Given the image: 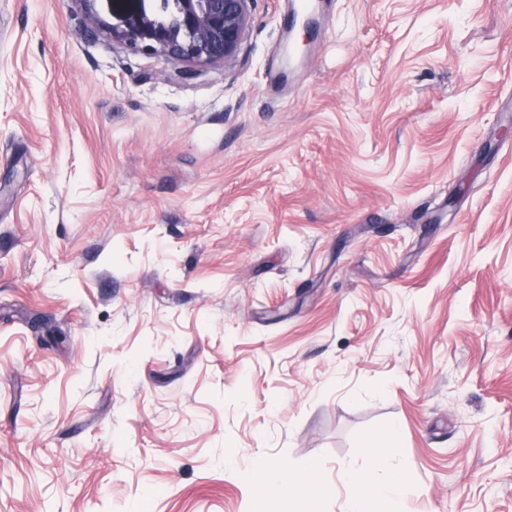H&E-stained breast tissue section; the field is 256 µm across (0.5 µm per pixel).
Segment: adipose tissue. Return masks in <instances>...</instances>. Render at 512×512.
<instances>
[{
  "instance_id": "1",
  "label": "adipose tissue",
  "mask_w": 512,
  "mask_h": 512,
  "mask_svg": "<svg viewBox=\"0 0 512 512\" xmlns=\"http://www.w3.org/2000/svg\"><path fill=\"white\" fill-rule=\"evenodd\" d=\"M383 437L384 444L366 448L363 465L346 468L341 474L343 482L357 490L356 495L348 499L346 512H376L378 498H387L397 505L406 494L405 475L393 463L398 433L391 428ZM244 476L255 489L254 512H263L262 506L269 495L287 497L298 484L287 463L262 458L256 459Z\"/></svg>"
}]
</instances>
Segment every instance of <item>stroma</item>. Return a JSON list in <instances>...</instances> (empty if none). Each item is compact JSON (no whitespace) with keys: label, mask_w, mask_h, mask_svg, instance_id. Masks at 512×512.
Instances as JSON below:
<instances>
[{"label":"stroma","mask_w":512,"mask_h":512,"mask_svg":"<svg viewBox=\"0 0 512 512\" xmlns=\"http://www.w3.org/2000/svg\"><path fill=\"white\" fill-rule=\"evenodd\" d=\"M249 9L196 68L0 0V512H344L391 426L402 512H512V0ZM244 478L250 481L255 489V510L263 512L266 498L275 494L288 500L290 494L298 484L293 471L285 462H272L265 459H256L252 468L243 473Z\"/></svg>","instance_id":"stroma-1"}]
</instances>
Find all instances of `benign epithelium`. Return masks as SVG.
<instances>
[{"mask_svg":"<svg viewBox=\"0 0 512 512\" xmlns=\"http://www.w3.org/2000/svg\"><path fill=\"white\" fill-rule=\"evenodd\" d=\"M83 10L86 31L101 34L133 52H150L169 60L205 68L233 60L249 28V0H113L110 23L95 9L97 0H75Z\"/></svg>","mask_w":512,"mask_h":512,"instance_id":"1","label":"benign epithelium"}]
</instances>
